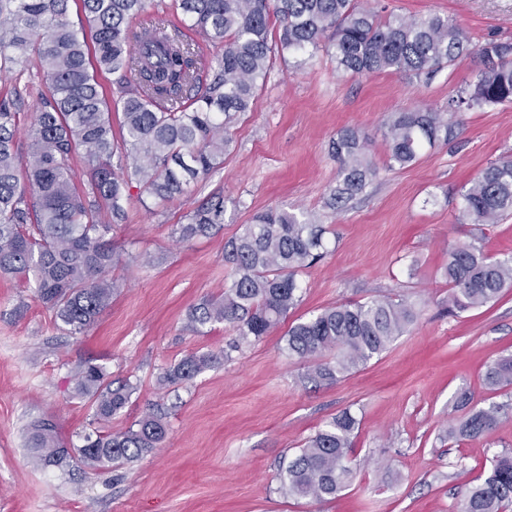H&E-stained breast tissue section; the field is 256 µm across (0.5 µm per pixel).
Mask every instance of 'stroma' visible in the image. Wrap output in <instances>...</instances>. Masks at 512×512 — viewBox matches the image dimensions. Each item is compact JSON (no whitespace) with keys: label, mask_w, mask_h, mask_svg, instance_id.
Instances as JSON below:
<instances>
[{"label":"stroma","mask_w":512,"mask_h":512,"mask_svg":"<svg viewBox=\"0 0 512 512\" xmlns=\"http://www.w3.org/2000/svg\"><path fill=\"white\" fill-rule=\"evenodd\" d=\"M384 16L437 14L460 24L472 43H512V0H358ZM475 61L432 77L398 71L352 75L325 49L275 54L253 104L228 128L224 162L207 181L161 205L131 184L125 217L112 229L110 305L80 334L37 298L32 280L0 277V512H458L468 487L494 456L512 450V415L487 436L440 440L462 418L459 393L473 406L505 401L483 382L487 368L512 354V288L494 303L448 310L443 276L449 250L472 243L493 259L512 254V213L475 225L462 195L492 161L512 157V106L452 115L456 138L388 168L383 122L393 112L445 110L466 87ZM0 102L33 114L42 103L36 66H10ZM345 127L359 131L379 174L343 212L326 207L336 185L329 144ZM213 196L224 222L190 243L176 228ZM271 208L304 211L330 228L332 252L299 276L301 298L278 328L235 348L225 323L193 330L192 306L223 295L224 247ZM387 298L413 303L419 316L379 356L339 381L317 383L289 356L290 326L343 302ZM219 362L175 388L160 385L190 354ZM103 367L136 391L113 417L112 431L161 414L160 448L131 462L91 471L45 465L32 427L50 422L66 448L82 445L97 422L75 395L79 366ZM354 413V455L362 467L336 499L283 495L280 466L333 416Z\"/></svg>","instance_id":"1"}]
</instances>
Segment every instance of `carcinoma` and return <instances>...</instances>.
<instances>
[{
  "mask_svg": "<svg viewBox=\"0 0 512 512\" xmlns=\"http://www.w3.org/2000/svg\"><path fill=\"white\" fill-rule=\"evenodd\" d=\"M70 0H0V57L26 67L36 56L50 97L26 135L25 167L15 151L21 113L0 103V274L30 275L38 299L64 325L81 333L112 300V223L125 215L122 201L137 182L161 203L208 179L224 159L226 127L249 110L274 50L305 53L328 39L336 67L365 75L389 70L429 76L468 56L479 58L467 87L448 98V111L396 112L385 123L389 167L413 163L425 147L455 138L449 115L466 107L512 104V44L479 45L456 22L439 15L383 17L356 0H173L185 23L165 16L147 26L134 20L145 0H82L95 26L94 57L101 70L120 74L119 102L125 135L112 140L110 108L94 75L79 29L68 19ZM205 35L217 51L204 59L184 29ZM211 78L203 77L204 72ZM83 151L94 201L74 181L70 160ZM120 153L132 160L112 164ZM338 163L328 206L338 212L377 176L366 143L344 128L331 141ZM512 211V158L486 166L463 193V214L473 224H495ZM224 223V198L212 197L179 225L189 242ZM326 225L286 210L258 214L228 242L224 262L230 283L219 301L189 314L192 326L231 325L237 343L257 341L277 327L299 301V274L327 254ZM448 309L466 311L496 301L512 287V257L493 260L474 245L448 251L444 269ZM418 316L404 299L342 303L288 330V354L313 362L310 378L333 383L380 355ZM218 359L192 354L166 370L160 382L178 387ZM493 392L512 388V355L488 368ZM136 386L112 387L103 367L84 364L75 392L89 398L96 420L109 423L129 403ZM512 413V401L472 409L448 427V440L479 438ZM357 418L344 410L331 418L282 465L280 491L317 502L335 499L356 477L351 466ZM163 418L146 414L124 431L84 435L77 456L60 446L55 426L32 434L46 464L73 457L85 468L133 461L162 444ZM512 507V451L496 455L484 478L469 488L459 512H508Z\"/></svg>",
  "mask_w": 512,
  "mask_h": 512,
  "instance_id": "obj_1",
  "label": "carcinoma"
}]
</instances>
